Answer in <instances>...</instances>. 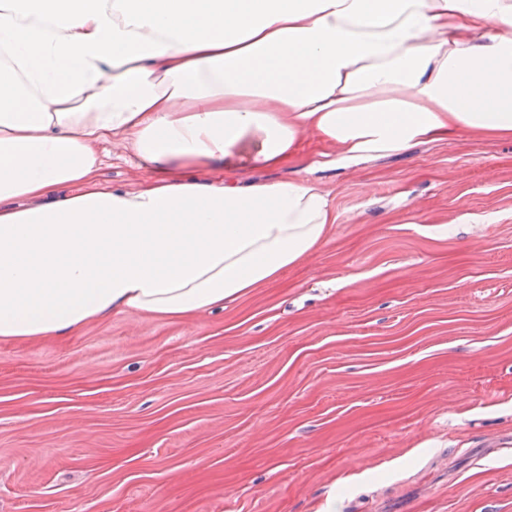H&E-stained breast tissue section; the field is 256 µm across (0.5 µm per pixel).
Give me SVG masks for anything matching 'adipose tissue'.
Wrapping results in <instances>:
<instances>
[{
  "label": "adipose tissue",
  "instance_id": "obj_1",
  "mask_svg": "<svg viewBox=\"0 0 512 512\" xmlns=\"http://www.w3.org/2000/svg\"><path fill=\"white\" fill-rule=\"evenodd\" d=\"M512 138V0H0V340L184 319L324 241L305 136L346 167ZM121 140L150 182H100Z\"/></svg>",
  "mask_w": 512,
  "mask_h": 512
}]
</instances>
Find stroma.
Instances as JSON below:
<instances>
[{
    "label": "stroma",
    "instance_id": "1",
    "mask_svg": "<svg viewBox=\"0 0 512 512\" xmlns=\"http://www.w3.org/2000/svg\"><path fill=\"white\" fill-rule=\"evenodd\" d=\"M328 151L277 172L336 221L275 281L0 342V512H512V140Z\"/></svg>",
    "mask_w": 512,
    "mask_h": 512
}]
</instances>
